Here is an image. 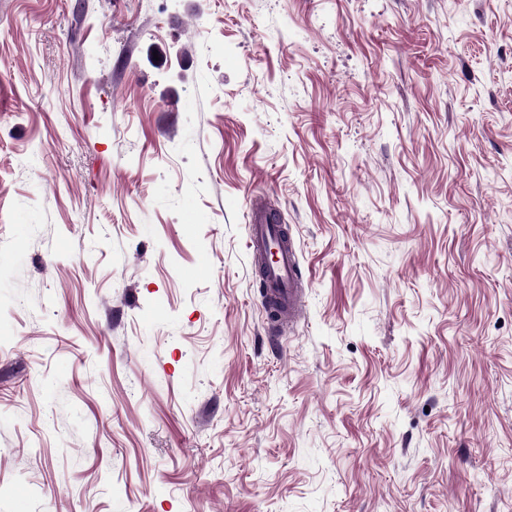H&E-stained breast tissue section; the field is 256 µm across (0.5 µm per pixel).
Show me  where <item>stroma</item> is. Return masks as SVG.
I'll return each instance as SVG.
<instances>
[{"instance_id":"35a3bbf8","label":"stroma","mask_w":512,"mask_h":512,"mask_svg":"<svg viewBox=\"0 0 512 512\" xmlns=\"http://www.w3.org/2000/svg\"><path fill=\"white\" fill-rule=\"evenodd\" d=\"M0 512H512V0H0ZM250 224H247L248 248L253 260L260 270L264 289L262 302L270 315L276 314L274 321L278 325L288 324V329L296 326L304 314L305 302L302 288L298 279L300 258L289 238L288 246H281L277 224L272 211L258 203L250 205ZM274 251L276 261L265 267L259 263L265 262L267 252ZM270 304H275L272 308Z\"/></svg>"}]
</instances>
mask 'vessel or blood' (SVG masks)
Wrapping results in <instances>:
<instances>
[{"label": "vessel or blood", "instance_id": "obj_1", "mask_svg": "<svg viewBox=\"0 0 512 512\" xmlns=\"http://www.w3.org/2000/svg\"><path fill=\"white\" fill-rule=\"evenodd\" d=\"M249 212L248 248L254 261L262 265V302L272 306L278 324L296 326L305 308L303 293L297 286L300 270L297 250L292 245H281L279 226L272 211L254 203Z\"/></svg>", "mask_w": 512, "mask_h": 512}]
</instances>
